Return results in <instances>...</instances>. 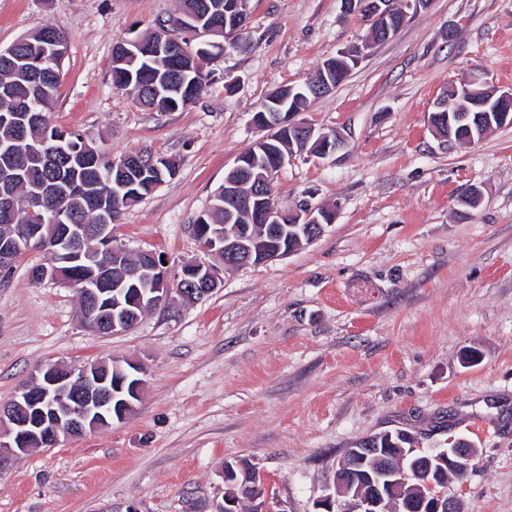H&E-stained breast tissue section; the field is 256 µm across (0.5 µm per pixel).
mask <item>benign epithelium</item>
I'll return each instance as SVG.
<instances>
[{
	"mask_svg": "<svg viewBox=\"0 0 512 512\" xmlns=\"http://www.w3.org/2000/svg\"><path fill=\"white\" fill-rule=\"evenodd\" d=\"M249 0H233L230 10L233 14V27L229 41L239 47L243 41V31L248 21ZM394 2L392 0H342V9L347 14H358L361 21L370 25H387ZM468 82L483 88L484 98L478 102L482 111L475 114L462 103L440 99L439 108H453L455 123L467 129L472 122L492 125H512V89L504 90L492 84L483 71L472 73ZM298 113L256 112L253 115L255 126L268 131V134L254 143L261 148L267 142L275 140L274 133L287 131L297 143L303 145L299 153L306 152L304 145L316 141L309 151L310 156L327 159L344 147L345 139L337 130L325 131L313 124L297 119ZM113 167L121 170L130 168L145 177L155 176L156 185L163 184V175L155 158L140 157L131 162L127 158L112 161ZM271 178L263 176L253 179V173L235 162L224 177V212L232 217L243 206L255 205L256 222L261 224H310L312 229L308 242L315 241L324 232L326 226L335 222L336 212L327 211L319 206L303 204L292 210H282L275 204L265 205L267 184ZM42 226H31L19 231V237L0 247V269L5 271L14 267L16 259L22 254L23 246L34 238H42ZM253 241L251 226L235 224L224 231L223 251L231 246L247 250L244 258L237 261L243 265L250 262L260 264L274 257L291 254L294 249L261 251L253 253L250 243ZM53 253L69 251L78 255L99 269L100 274L93 285H84L78 289L87 302L81 309L82 323L102 335H121L133 329L140 315L127 307L137 303L142 310L157 308L167 302L174 291L188 300L201 299L218 287V277L210 266L191 264L182 268L176 282H190L194 288L190 292L184 289L170 288V278L165 263L153 252H143V266L139 276L143 288L137 289L136 297L123 301L124 282L112 280L109 264L102 255L112 251V230L107 224H97L92 228L74 225L66 233L53 239ZM30 278L42 282L45 279L62 280L57 262L51 260L46 265L35 268ZM135 370L121 380H112L106 363L91 362L80 366L63 367L46 363L40 366L31 377V381L21 387L6 405H0V468L27 454L32 448L54 447L61 438L93 432L109 426L113 420L125 418L133 407V399L140 397L144 380L138 377L141 368L133 364ZM135 382L130 388L125 383ZM449 448H431L426 451L424 462L428 468L441 474L445 469L462 474L473 467L474 452L462 445V440L448 439ZM353 469L339 468L333 476L334 489L347 497L346 506L351 512H456L454 500L435 491V483H428L429 493L417 503H404L397 506L389 502L388 491L402 481L405 473L387 464L390 455L387 448H354Z\"/></svg>",
	"mask_w": 512,
	"mask_h": 512,
	"instance_id": "obj_1",
	"label": "benign epithelium"
}]
</instances>
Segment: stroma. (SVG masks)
Here are the masks:
<instances>
[{
    "label": "stroma",
    "mask_w": 512,
    "mask_h": 512,
    "mask_svg": "<svg viewBox=\"0 0 512 512\" xmlns=\"http://www.w3.org/2000/svg\"><path fill=\"white\" fill-rule=\"evenodd\" d=\"M177 14V0H0V48L46 23L66 36L55 126L115 157L176 162L113 225L114 243L221 279L198 302L171 296L101 336L73 288L29 280L45 254L17 258L0 282V404L48 362L132 360L146 384L124 420L1 468L0 512H214L237 460L265 474L270 512H316L348 448L400 430L421 448L469 442L475 467L449 495L461 512H512V126L460 143L430 124L474 70L512 86V0H430L315 100L303 119L346 146L293 158L275 202L307 199L336 221L292 255L231 269L191 226L260 137L254 112L367 27L340 0H250L247 46L213 49L197 101L142 108L112 82L113 46ZM473 185L483 200L469 210L459 200Z\"/></svg>",
    "instance_id": "obj_1"
}]
</instances>
